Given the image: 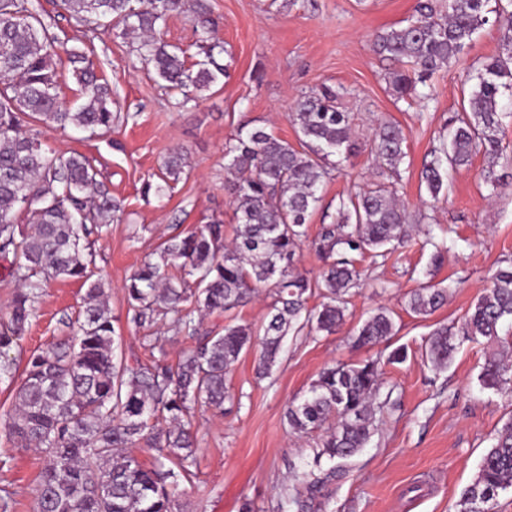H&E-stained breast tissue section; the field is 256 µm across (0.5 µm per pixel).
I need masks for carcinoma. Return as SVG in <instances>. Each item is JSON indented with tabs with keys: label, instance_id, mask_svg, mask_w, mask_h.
<instances>
[{
	"label": "carcinoma",
	"instance_id": "carcinoma-1",
	"mask_svg": "<svg viewBox=\"0 0 512 512\" xmlns=\"http://www.w3.org/2000/svg\"><path fill=\"white\" fill-rule=\"evenodd\" d=\"M59 7L78 25L119 27L122 35L137 36L141 56L184 102L197 99L224 75L218 62L224 47L215 38L208 0H60ZM174 13L189 16L199 33L203 58L193 69L177 48L157 38L159 27ZM492 13L502 30L499 50L473 68L468 107L455 117L449 144L432 151L423 171L434 200L444 189L447 169L466 166L479 154L486 161L485 181L493 186L500 181L495 167L503 152L500 98L512 91V14L490 7V0H448L443 10L434 0H418L406 25L376 39L382 59L402 65L390 72V83L405 99L416 94V79L457 62ZM67 55L82 92L76 107L59 100L54 67L58 46L40 15L29 0H0V256H12L11 273L18 282L9 318L0 324V355L25 331L35 299L49 281L73 279L87 285L76 336L28 358L4 429L48 457L36 488L37 512H175V486L179 476L189 475L197 443L192 414L197 407L224 412V379L243 350L260 339L258 373L265 376L288 333H334L344 324L349 298L360 286L358 261L367 256L387 260L410 241L411 230L394 187L376 184L339 198L336 221L321 225L310 237L309 218L331 172L329 157L358 152L349 113L337 109V92L325 87L299 101L291 114L302 134L300 147L258 127L241 128L225 145L229 177L224 190L236 218L231 242L224 241L223 222L204 224L183 237L168 238L157 259L126 280L127 304L139 326L154 322L163 311L173 314L177 329L193 332L195 312L230 311L259 286L271 289L265 320L257 327L229 323L222 334L196 337V345L174 366L117 360L105 286L93 279L84 240L118 218L121 202L97 179L86 157L50 154L25 131L32 122L112 131L111 88L98 82L86 53L71 49ZM403 143L398 126L381 122L371 151L395 173L405 157ZM185 166L184 154H169L162 182L148 184L146 190L160 195L172 189ZM20 210L28 218L24 228L14 222ZM423 235L421 247H432V263H442L453 240L436 239L430 228ZM308 241L323 262L314 278L296 266L297 252ZM172 268L186 271L196 288L172 277ZM314 295L322 301L310 307ZM446 299V289L424 288L410 296L408 307L428 315ZM506 320L512 322V265L497 269L490 288L470 307L464 335L494 341ZM393 331L391 312L381 308L352 339L358 347L374 346ZM454 341L450 329L435 330L426 357L437 368L447 366ZM511 370L503 359L491 357L480 383L501 391ZM381 381L376 360L338 364L324 369L301 401L288 406L286 418L295 434L336 421L313 460L298 472L308 494L336 474V461L353 456L369 441ZM141 443L157 452L149 466L128 452ZM324 459L329 468L321 477ZM510 488L512 418L463 490L461 512H492L499 492Z\"/></svg>",
	"mask_w": 512,
	"mask_h": 512
}]
</instances>
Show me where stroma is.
Masks as SVG:
<instances>
[{"instance_id":"stroma-1","label":"stroma","mask_w":512,"mask_h":512,"mask_svg":"<svg viewBox=\"0 0 512 512\" xmlns=\"http://www.w3.org/2000/svg\"><path fill=\"white\" fill-rule=\"evenodd\" d=\"M415 5L416 0H211L227 73L181 106L140 58L135 40L115 29L92 32L63 19L56 0H32L59 48L84 49L100 81L112 89L115 121L109 134L39 123L31 129L46 151L85 156L123 203L121 220L93 236L89 268L108 286L116 355L124 362L171 365L193 346L191 337L174 330L171 317L135 325L125 279L154 260L169 237L215 220L233 223L234 208L224 191L226 142L248 125L298 144L290 114L305 94L337 90L338 105L350 113L353 138L362 147L346 160L333 156L337 172L322 186L311 231L334 222L340 196L353 186L391 183L410 218L450 229L457 242L439 266L416 244L398 249L382 264L361 262L363 286L350 298L340 330L287 336L267 377L256 374L257 347L244 350L225 379L230 397L223 414L200 410L195 415V462L190 476L179 480L180 512H241L246 502L253 512H281L294 468L312 458L323 437L319 430L293 436L284 413L328 366L381 359L382 389L390 399L377 415L369 443L343 461V476L326 483L311 512H460L463 490L512 416V389L496 393L479 382L490 356L512 352V327L492 342L461 341L444 368L423 355L437 328L460 332L493 272L503 261L512 262V97L501 101L499 186L485 182L486 161L480 155L449 171L447 196L438 203H431L421 180L431 149L447 138L448 123L461 110L470 64L497 53L501 32L486 25L458 62L434 73L432 100H400L388 81V62L375 51V38L406 25ZM381 121L398 125L405 137V157L395 174L369 150ZM172 150L187 154L184 174L165 194L146 192V183H158L163 158ZM427 286L447 289V302L426 316L411 312L410 295ZM85 294V286L74 280L43 288L29 327L8 352L12 371L0 375V420L14 408L30 355L76 333ZM269 302L267 290H259L231 313L202 317L199 331L222 330L231 320L260 324ZM381 307L393 313L394 336L373 347H353L354 329ZM152 337L159 340L153 350L148 347ZM398 347L406 348V361L387 363ZM46 465L44 453L9 440L0 428V504L8 503V512H35V489Z\"/></svg>"}]
</instances>
